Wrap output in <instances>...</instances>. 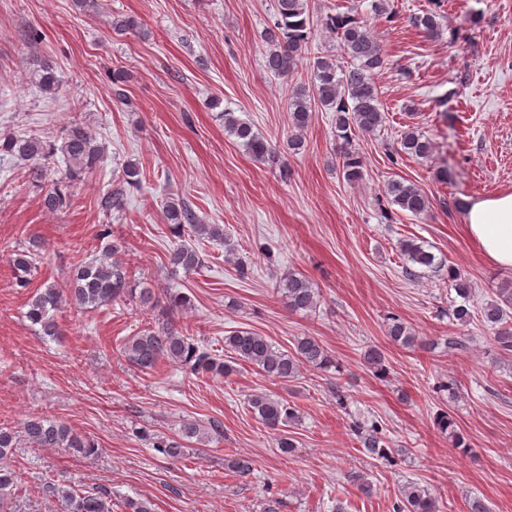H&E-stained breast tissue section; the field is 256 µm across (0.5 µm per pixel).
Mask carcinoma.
Wrapping results in <instances>:
<instances>
[{
  "label": "carcinoma",
  "mask_w": 512,
  "mask_h": 512,
  "mask_svg": "<svg viewBox=\"0 0 512 512\" xmlns=\"http://www.w3.org/2000/svg\"><path fill=\"white\" fill-rule=\"evenodd\" d=\"M392 16L390 0H371L368 17L349 8L327 13L316 20L310 15L307 0H275L273 19L260 34L262 42L267 45L264 68L268 72L277 76L294 74L320 29L335 35L341 49L339 60L315 58L309 65L308 85L299 84L291 88L288 95L289 150L295 152L303 147V133L312 119L315 105L335 114L336 135L346 143L358 133H373L383 126L385 113L375 77L385 68V58L370 31L369 19H390ZM413 24L427 33H435L441 25L440 15L429 11L414 17ZM137 29V21L130 16L112 17V30L118 35L133 33ZM36 76L35 84L42 92L53 94L58 89L59 80L52 65H40ZM223 117L224 132L235 137L252 156L259 160L272 156L271 145L253 130L250 123L230 111L224 112ZM1 151L24 161L30 169V177L36 182L48 162L58 154L62 156L67 174L57 180L42 198L43 207L50 211L64 210L72 205L74 182L96 170L102 153L95 134L78 121L66 128L58 145L38 137L4 136L0 138ZM432 152L431 139L417 129H410L400 139L399 146L391 149L389 159L395 163L402 156L427 158ZM339 172L347 183L355 184L362 179V161L347 149L339 158ZM140 183L139 169L128 164L125 178L100 197V209L106 214L123 210L129 194L138 189ZM382 197L388 204L414 216L424 215L430 209V200L422 189L404 179L387 181L383 185ZM166 216L169 232L176 238L188 235L198 242L224 239V226L200 223L194 210L183 201L169 198ZM41 250V243L34 241L10 255L18 287H28L29 275L36 268ZM121 253V245L115 241L104 246L103 258L99 261L75 264L69 302L78 309L98 310L136 298L146 307H157L159 301L152 289L136 288L135 275L125 266ZM401 253L406 261L415 265L425 268L434 265V255L421 243L405 241L401 245ZM168 265L175 272L194 273L203 267V259L197 247L179 243L169 250ZM277 292L287 300L292 311H312L319 303L318 291L299 272L289 271L280 277ZM62 299L60 289L49 285L28 302L27 318L40 326V332L45 336L60 334L56 312ZM187 306L186 296L179 292L169 294L167 305L161 317L155 320V325L123 340L121 350L131 366L150 372L161 363L168 362L202 375L225 376L233 372V366L222 355L192 342L177 324L176 315ZM509 309H512V285L507 283L498 288L497 299L482 309L481 317L484 323L496 327L494 342L500 353L511 356L512 327L504 321ZM388 332L393 341L403 346L411 347L418 342L424 349H433V344L418 340L411 328L397 317L391 318ZM224 351L230 354L231 359L253 365L265 376L279 381L297 377L304 367L328 370L336 366L334 359L313 336L297 339L294 350L288 353L276 348L268 337L240 328L224 336ZM364 359L376 373L386 372L385 356L378 348H369ZM248 405L263 424L280 430L277 448L284 454L291 453L295 442L288 436L287 428L299 420L295 407L267 392L251 394ZM355 432L367 455L393 463V449L389 448L379 423L374 422L368 427L358 424ZM20 438L35 448H68L82 455L93 450L90 440L67 424L34 416L24 421L19 431L0 427V459L8 456ZM154 447L168 458L185 455L184 445L177 439L158 437ZM18 489L16 472L0 466L1 509L5 507L8 496ZM46 490L61 495L66 502V512H110L107 506L110 494L106 490L71 492L50 485ZM396 512H439V507L435 498L413 483L406 487Z\"/></svg>",
  "instance_id": "obj_1"
}]
</instances>
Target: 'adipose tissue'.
Listing matches in <instances>:
<instances>
[{"label": "adipose tissue", "instance_id": "adipose-tissue-1", "mask_svg": "<svg viewBox=\"0 0 512 512\" xmlns=\"http://www.w3.org/2000/svg\"><path fill=\"white\" fill-rule=\"evenodd\" d=\"M463 229L491 265L512 271V192L468 201Z\"/></svg>", "mask_w": 512, "mask_h": 512}]
</instances>
